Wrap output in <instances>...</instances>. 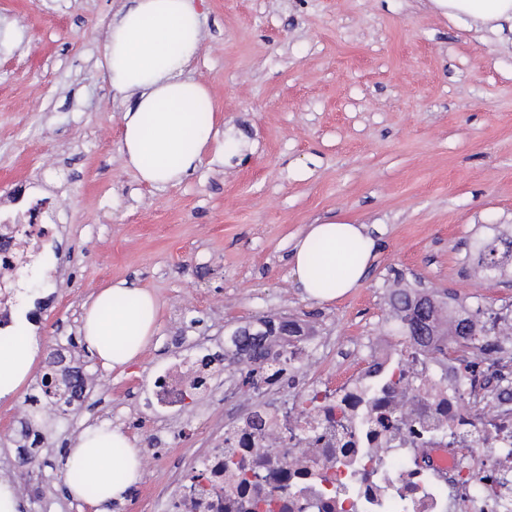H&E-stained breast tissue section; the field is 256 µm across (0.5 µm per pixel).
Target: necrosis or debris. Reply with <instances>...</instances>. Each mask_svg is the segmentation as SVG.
<instances>
[{
  "instance_id": "4bbe7bcc",
  "label": "necrosis or debris",
  "mask_w": 512,
  "mask_h": 512,
  "mask_svg": "<svg viewBox=\"0 0 512 512\" xmlns=\"http://www.w3.org/2000/svg\"><path fill=\"white\" fill-rule=\"evenodd\" d=\"M58 206L0 212V335L19 319L17 283L39 268ZM512 323L495 312L448 333V353L384 336L355 342L353 372L323 378L309 363L320 331L278 336L247 388L221 386L211 350L175 357L153 382L143 430L146 468L160 435L179 443L176 416L216 389L239 401L163 485L171 512H512V365L499 348Z\"/></svg>"
}]
</instances>
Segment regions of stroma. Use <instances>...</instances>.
Instances as JSON below:
<instances>
[{
    "label": "stroma",
    "instance_id": "1",
    "mask_svg": "<svg viewBox=\"0 0 512 512\" xmlns=\"http://www.w3.org/2000/svg\"><path fill=\"white\" fill-rule=\"evenodd\" d=\"M127 0H0V198L56 199L52 276L21 278L44 299L31 373L0 399V484L21 443L17 414L39 393L52 349L94 393L53 419L34 453L22 512H91L67 494L64 463L91 424L131 442L151 419L156 371L178 348L218 343L260 317L295 315L336 342L379 335L390 293L421 285L449 306L512 310V271L473 274L476 244L512 235V31L449 19L436 0H199L201 50L186 70L212 93L225 151L176 185L143 184L121 150L129 102L100 67L107 26ZM366 225L375 257L360 285L305 297L290 253L307 225ZM129 280L159 314L125 371L83 346L84 305ZM224 419L211 400L183 448L139 484L166 483Z\"/></svg>",
    "mask_w": 512,
    "mask_h": 512
}]
</instances>
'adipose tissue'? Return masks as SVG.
<instances>
[{
    "label": "adipose tissue",
    "instance_id": "1",
    "mask_svg": "<svg viewBox=\"0 0 512 512\" xmlns=\"http://www.w3.org/2000/svg\"><path fill=\"white\" fill-rule=\"evenodd\" d=\"M449 16L500 28L512 23V0H437ZM202 21L192 0H132L108 25L103 47L106 77L115 93L130 97L123 113L122 151L140 180L151 186L180 183L201 164L217 140L216 103L185 70L198 54ZM206 120H198V110ZM374 242L363 225L325 221L308 225L292 254L293 273L306 295L330 301L356 288ZM158 303L147 289L120 280L95 293L83 315L81 335L102 364L122 370L150 342ZM37 347L17 335L0 340V399L28 376ZM71 499L100 507L124 501L141 477L139 451L120 429L88 428L66 462Z\"/></svg>",
    "mask_w": 512,
    "mask_h": 512
}]
</instances>
